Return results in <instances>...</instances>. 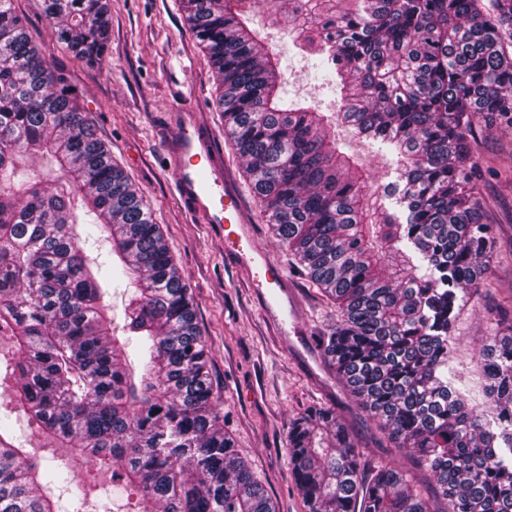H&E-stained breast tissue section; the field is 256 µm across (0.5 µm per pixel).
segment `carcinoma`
<instances>
[{
    "label": "carcinoma",
    "mask_w": 512,
    "mask_h": 512,
    "mask_svg": "<svg viewBox=\"0 0 512 512\" xmlns=\"http://www.w3.org/2000/svg\"><path fill=\"white\" fill-rule=\"evenodd\" d=\"M256 0H186L224 135L273 237L336 302L327 356L391 447L430 472L443 512H512V315L495 311L480 350L484 401L456 384L455 322L497 249L474 191L472 142L512 128V0H277L319 61L338 109L287 107L279 58L249 27ZM112 0H42L56 41L102 63ZM394 148L382 184L340 150L336 126ZM44 160L45 170L28 168ZM405 206L388 212L384 199ZM96 234L81 237L80 215ZM105 241L107 274L86 255ZM426 262L418 273L408 251ZM125 286L124 328L102 303ZM0 512H62L56 476L5 423L18 410L46 448H70L136 496L134 512H275L235 453L206 340L150 205L96 134L64 71L0 0ZM307 512H434L405 472L363 455L336 412L314 407L288 434ZM70 512H112L76 486Z\"/></svg>",
    "instance_id": "obj_1"
}]
</instances>
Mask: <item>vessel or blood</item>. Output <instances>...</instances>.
Returning <instances> with one entry per match:
<instances>
[{"mask_svg": "<svg viewBox=\"0 0 512 512\" xmlns=\"http://www.w3.org/2000/svg\"><path fill=\"white\" fill-rule=\"evenodd\" d=\"M175 188L191 213L204 223L230 225L226 252L243 265H251L252 256L242 248L243 240L250 237L247 221L230 175L212 140L190 120L184 121L178 131Z\"/></svg>", "mask_w": 512, "mask_h": 512, "instance_id": "obj_1", "label": "vessel or blood"}]
</instances>
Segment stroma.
Masks as SVG:
<instances>
[{
  "label": "stroma",
  "mask_w": 512,
  "mask_h": 512,
  "mask_svg": "<svg viewBox=\"0 0 512 512\" xmlns=\"http://www.w3.org/2000/svg\"><path fill=\"white\" fill-rule=\"evenodd\" d=\"M15 8L33 38L67 73L92 114L98 137L111 147L161 225L207 341L224 428L277 512H306L292 476L288 431L314 406L333 409L349 426L367 464L383 460L429 484L428 472L409 451L386 447L375 422L358 408L325 354L322 340L338 319L337 308L293 272L291 253L272 238L242 161L224 135L214 72L187 26L182 0H112L108 56L98 67L62 49L43 19L40 0H16ZM254 20L269 50L281 57L289 100L323 112L335 110V95L277 24L270 0H257ZM179 94L199 104L200 120L215 134L214 143L243 196L254 246L287 269L289 290L278 298L283 305L294 302L297 329L279 331L270 324L249 268L227 257L218 227L193 217L179 198L167 154L172 122L167 105ZM474 153L483 171L478 191L488 223L498 229V246L485 286L457 318L453 367L459 387L479 402L478 351L493 333L487 309L497 303L512 306V133L478 128Z\"/></svg>",
  "instance_id": "1"
}]
</instances>
